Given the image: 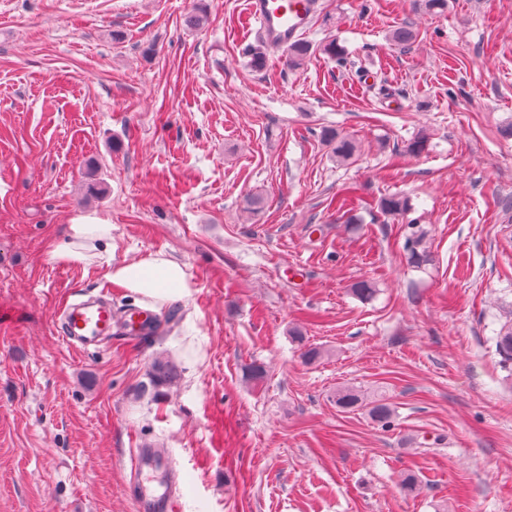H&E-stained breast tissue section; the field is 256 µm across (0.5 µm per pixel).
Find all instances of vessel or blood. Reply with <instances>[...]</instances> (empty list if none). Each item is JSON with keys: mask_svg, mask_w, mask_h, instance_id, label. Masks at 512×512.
<instances>
[{"mask_svg": "<svg viewBox=\"0 0 512 512\" xmlns=\"http://www.w3.org/2000/svg\"><path fill=\"white\" fill-rule=\"evenodd\" d=\"M318 0H247V16L261 40L270 47L284 48L300 37L310 23ZM154 318L151 309L133 307L115 313L105 296L73 303L63 311L62 337L68 346L86 351L101 345L112 332L139 334ZM178 463L166 450L143 448L135 456L130 472L131 496L137 512H181L183 498L170 490H158V475H177Z\"/></svg>", "mask_w": 512, "mask_h": 512, "instance_id": "b4317fda", "label": "vessel or blood"}]
</instances>
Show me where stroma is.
I'll return each instance as SVG.
<instances>
[{"instance_id": "35a3bbf8", "label": "stroma", "mask_w": 512, "mask_h": 512, "mask_svg": "<svg viewBox=\"0 0 512 512\" xmlns=\"http://www.w3.org/2000/svg\"><path fill=\"white\" fill-rule=\"evenodd\" d=\"M198 1L0 0V512H136L148 444L188 473L184 512H512L494 343L512 318V0H319L310 57L270 48L260 72L246 0H202L187 27ZM398 26L412 43L390 42ZM326 126L355 160L336 163ZM421 132L428 151L407 154ZM395 194L406 217L379 207ZM87 215L115 253L50 262ZM160 251L191 290L155 305L154 334L63 342L75 294L141 305L104 274ZM161 358L176 372L157 388ZM343 386L391 423L340 411ZM321 136L324 141L332 146V153L336 157V161L342 163L351 161L359 152L357 141L338 130L324 128L322 129Z\"/></svg>"}]
</instances>
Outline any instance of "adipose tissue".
Returning a JSON list of instances; mask_svg holds the SVG:
<instances>
[{
  "label": "adipose tissue",
  "instance_id": "ef3b65f1",
  "mask_svg": "<svg viewBox=\"0 0 512 512\" xmlns=\"http://www.w3.org/2000/svg\"><path fill=\"white\" fill-rule=\"evenodd\" d=\"M115 249L111 224L94 217H81L69 224L65 239L52 246L49 259L54 263L87 267L101 253ZM106 278L112 286L159 304L184 297L190 288L184 268L162 252L114 264Z\"/></svg>",
  "mask_w": 512,
  "mask_h": 512
}]
</instances>
